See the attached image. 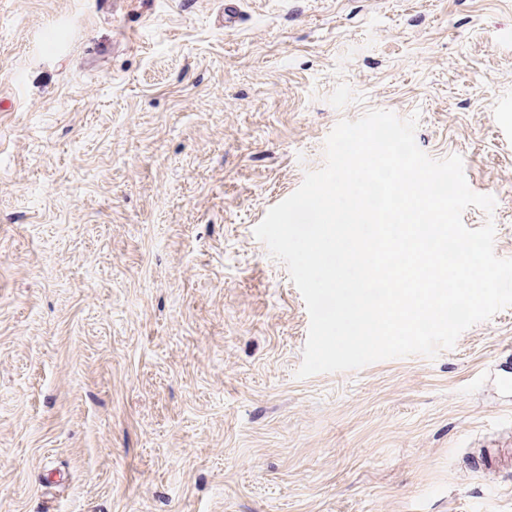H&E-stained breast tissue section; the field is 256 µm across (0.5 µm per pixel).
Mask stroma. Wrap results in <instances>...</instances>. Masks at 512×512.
Listing matches in <instances>:
<instances>
[{
	"label": "stroma",
	"mask_w": 512,
	"mask_h": 512,
	"mask_svg": "<svg viewBox=\"0 0 512 512\" xmlns=\"http://www.w3.org/2000/svg\"><path fill=\"white\" fill-rule=\"evenodd\" d=\"M224 2L0 0V512H512V307L301 379L254 235L378 109L512 258V0Z\"/></svg>",
	"instance_id": "35a3bbf8"
}]
</instances>
